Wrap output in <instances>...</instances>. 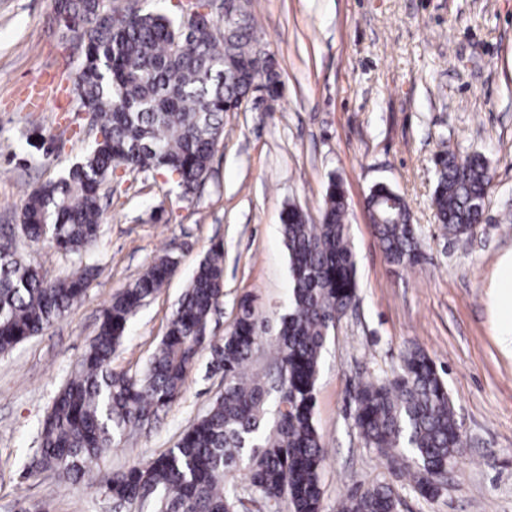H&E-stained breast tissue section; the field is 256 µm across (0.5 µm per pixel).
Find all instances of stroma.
<instances>
[{"label": "stroma", "instance_id": "1", "mask_svg": "<svg viewBox=\"0 0 512 512\" xmlns=\"http://www.w3.org/2000/svg\"><path fill=\"white\" fill-rule=\"evenodd\" d=\"M53 0H0V236L51 277L98 266L83 300L42 335L0 355V512H113L104 489L76 488L35 465L40 426L97 332L113 294L166 246L178 264L131 319L112 359L141 372L189 278L212 245L224 249V299L209 325L223 336L250 296L277 318L288 309L281 213L319 223L330 177L342 180L357 297L323 353L315 419L326 458L323 512L359 486L393 484L399 512H512V330L494 314L500 261L512 257V0H251L257 36L283 84L273 111L224 115L204 184L193 193L163 175L117 173L96 247L77 257L19 231L26 195L57 178L92 139L78 111V55L52 21ZM480 154L492 184L482 224L451 240L431 205L434 156ZM384 183L408 203L424 241L413 268L390 264L364 210ZM420 346L448 385L467 456L442 492L423 498L365 447L352 419L358 377H383ZM201 352L181 397L103 457L107 472L174 447L223 392Z\"/></svg>", "mask_w": 512, "mask_h": 512}]
</instances>
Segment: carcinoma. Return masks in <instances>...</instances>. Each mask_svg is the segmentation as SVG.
I'll list each match as a JSON object with an SVG mask.
<instances>
[{
  "label": "carcinoma",
  "instance_id": "1",
  "mask_svg": "<svg viewBox=\"0 0 512 512\" xmlns=\"http://www.w3.org/2000/svg\"><path fill=\"white\" fill-rule=\"evenodd\" d=\"M245 26L224 36L220 21L185 31L183 16L135 11L131 0H57L56 9L80 44L76 82L79 110L92 115L101 137L58 179L29 193L21 231L31 242L50 239L65 254L94 249L102 232L104 185L117 169L162 172L182 192L208 176L224 135V112L249 93L248 80L280 95L273 56L255 37L250 0H242ZM492 175L476 154L441 156L435 163L432 205L452 236L475 229ZM372 227L388 261L414 267L424 257L405 198L386 185L369 193ZM348 203L341 180H329L322 219L308 223L287 207L281 234L288 251V313L276 326L248 297L240 299L231 328L208 335L224 297V252L216 245L194 270L145 371L112 370V353L129 320L171 275L167 249L140 276L117 291L77 369L54 397L40 429L38 466L73 485L99 481L120 510L149 495L151 512H242L259 499L266 512H322L320 471L326 451L315 420V386L330 332L356 298ZM98 268L78 265L50 278L0 242V353L42 333L83 299ZM273 351L277 374L254 368ZM224 379V392L157 457L95 475L101 457L141 425L159 418L182 394L200 352ZM352 401L353 422L366 447L391 462L411 458L407 476L424 498L440 488L431 476L464 455L461 425L446 382L427 352L410 348L399 368L361 379ZM247 462L245 485L228 479ZM390 483L359 487L340 512H398Z\"/></svg>",
  "mask_w": 512,
  "mask_h": 512
}]
</instances>
